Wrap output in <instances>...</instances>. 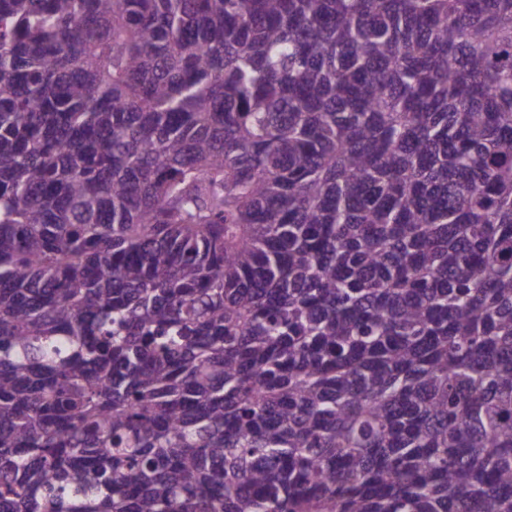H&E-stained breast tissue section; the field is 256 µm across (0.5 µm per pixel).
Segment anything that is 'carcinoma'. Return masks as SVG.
Listing matches in <instances>:
<instances>
[{
    "instance_id": "cac0c4a2",
    "label": "carcinoma",
    "mask_w": 512,
    "mask_h": 512,
    "mask_svg": "<svg viewBox=\"0 0 512 512\" xmlns=\"http://www.w3.org/2000/svg\"><path fill=\"white\" fill-rule=\"evenodd\" d=\"M0 512H512V0H0Z\"/></svg>"
}]
</instances>
